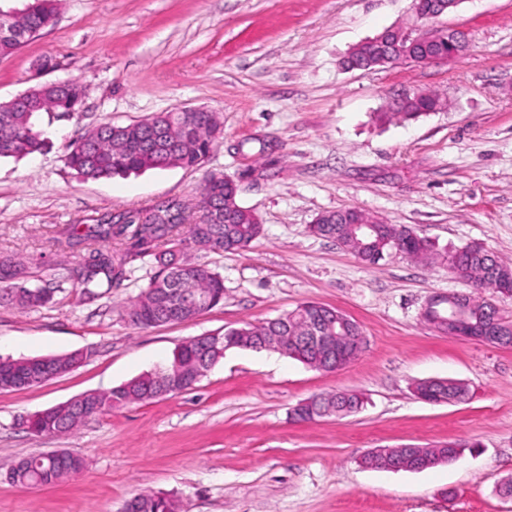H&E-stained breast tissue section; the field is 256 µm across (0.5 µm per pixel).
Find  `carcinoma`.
<instances>
[{
	"mask_svg": "<svg viewBox=\"0 0 512 512\" xmlns=\"http://www.w3.org/2000/svg\"><path fill=\"white\" fill-rule=\"evenodd\" d=\"M57 0H31L26 5L29 28L42 30L55 17ZM404 54L407 58L423 61L448 52V40L400 43L395 33L386 29L381 39L367 41L354 47L344 63L352 69H373L380 66L385 53ZM34 112H0V158L22 159L41 153L50 146L38 124L43 113L65 117L75 110L73 103L61 92H44ZM439 96L417 92L397 98L392 104L393 114L404 119H416L434 110ZM223 136V127L214 112H161L154 117L126 125L110 122L86 130L67 146L66 166L83 179L110 178L119 174L141 173L171 167L195 168L211 153ZM227 175L211 176L202 193L198 208L200 215L190 219L186 208L178 201H164L135 214H117L87 227L83 234L77 229L66 231V244L78 247L88 241L107 242L127 240L129 246L115 251L95 249L89 260L68 269L72 287L79 289L81 298L93 301L101 296L100 289L112 288L122 280L127 265L150 258L155 268L146 288L125 310V319L138 328L164 323H181L192 319L197 310H210L224 301V279L207 264L187 256L196 251H239L246 249L262 232L256 215L241 206ZM222 212V218H209L208 208ZM371 216L357 209H339L321 216L315 235L340 242L346 249L369 265H377L391 254L431 263L439 258L451 261L455 275L474 286L466 296L470 304L467 322L479 326L487 324L506 331L501 344L512 343V323L503 320L497 307L479 295L491 288L503 295H512V269L488 250L482 256L474 255L466 246L450 252H440L411 228L394 224L382 225L383 233L363 237L353 232L352 226ZM56 289L33 286L26 267L12 255L0 256V304L7 303L20 309L45 307L54 300ZM330 310L316 302H306L292 311L259 324L224 330L227 336L238 337L239 348L259 350L266 340L275 336L288 339V357L326 372L336 370V349L348 350L349 360L356 359L361 349L356 347L358 326L348 335L330 344L313 341L311 336L323 326ZM224 347L213 342L197 345L182 344L165 365L136 377L109 392H97L90 397L86 409L54 406L44 416L31 420L29 431L37 436L65 434L78 430L88 419L107 410L131 403H141L160 396L183 392L169 380L171 367L179 362L186 378L193 380L200 371L224 357ZM36 365L18 368L11 389L39 384ZM415 392L429 403L466 400L467 387L454 379L431 378L414 385ZM364 398L357 392H334L316 395L294 409L298 421H313L323 413L348 415L359 411ZM464 445L450 443L445 448H419L406 452L401 448H385L383 455L373 452L364 457L369 464L395 462L399 468H413L418 454L429 458L424 468H430L462 453ZM81 457L61 461L55 456H31L24 466L10 469L9 480L20 487L33 484L54 486L65 478L83 470ZM133 512H183L180 500L139 494L134 497Z\"/></svg>",
	"mask_w": 512,
	"mask_h": 512,
	"instance_id": "cac0c4a2",
	"label": "carcinoma"
}]
</instances>
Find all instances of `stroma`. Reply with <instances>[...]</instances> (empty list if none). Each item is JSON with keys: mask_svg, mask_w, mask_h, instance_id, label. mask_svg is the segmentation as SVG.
Returning a JSON list of instances; mask_svg holds the SVG:
<instances>
[{"mask_svg": "<svg viewBox=\"0 0 512 512\" xmlns=\"http://www.w3.org/2000/svg\"><path fill=\"white\" fill-rule=\"evenodd\" d=\"M411 0H59L52 26L0 57V102L45 79L86 88L79 112L41 127L48 150L0 159V253L32 281L88 259L66 248L71 226L158 202L195 207L205 179L232 176L263 231L239 252H201L224 278L223 304L193 320L139 329L123 318L152 273H131L94 302L63 284L51 305L0 304V357L87 352L72 371L0 391V512H123L141 493L178 497L184 512H512L497 485L512 476V348L439 332L436 296L473 286L447 264L395 255L370 267L309 231L328 211L357 208L413 229L438 249L482 245L512 265V0H463L441 24L471 48L450 63L345 70L357 44L410 16ZM433 92L443 105L379 121L393 99ZM204 107L224 134L197 168L83 180L66 146L85 129ZM339 309L365 337L358 358L324 372L275 351H226L195 386L36 436L26 418L108 391L166 364L177 345L278 317L305 302ZM452 378L466 401L430 404L415 382ZM354 390L346 417L292 419L300 402ZM464 444L421 471L365 467L377 448ZM64 449L84 470L35 490L10 484L19 459Z\"/></svg>", "mask_w": 512, "mask_h": 512, "instance_id": "35a3bbf8", "label": "stroma"}]
</instances>
